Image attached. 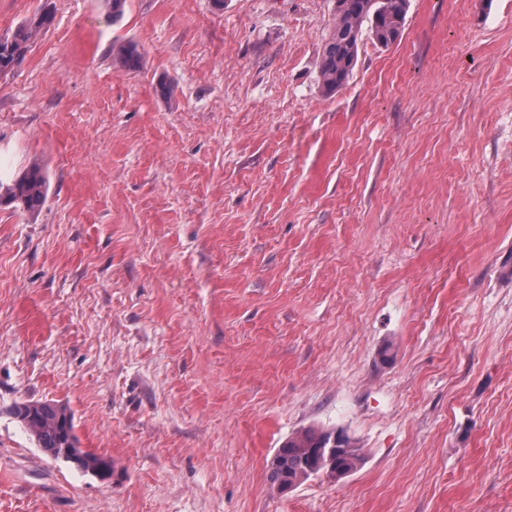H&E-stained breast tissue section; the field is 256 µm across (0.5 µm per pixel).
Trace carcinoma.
I'll list each match as a JSON object with an SVG mask.
<instances>
[{"label":"carcinoma","instance_id":"1","mask_svg":"<svg viewBox=\"0 0 512 512\" xmlns=\"http://www.w3.org/2000/svg\"><path fill=\"white\" fill-rule=\"evenodd\" d=\"M409 0H335L332 23L324 45L318 79L323 91L335 94L349 82L358 61L363 28L381 46L395 43L405 24ZM52 21L46 11L0 37V74L10 71L24 57L31 40ZM112 59L126 69H136L142 55L131 43H112ZM48 178L33 165L11 184L0 183V205H11L30 214L38 211L47 196ZM38 447L57 460L69 461L74 454L92 459L79 467L96 477L93 467L103 461L96 453L80 448L74 415L52 401L43 402L30 423L23 425ZM361 463L355 442L344 432L308 427L291 434L267 462V485L271 492L285 493L313 477H345Z\"/></svg>","mask_w":512,"mask_h":512}]
</instances>
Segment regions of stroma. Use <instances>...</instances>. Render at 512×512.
<instances>
[{
  "mask_svg": "<svg viewBox=\"0 0 512 512\" xmlns=\"http://www.w3.org/2000/svg\"><path fill=\"white\" fill-rule=\"evenodd\" d=\"M44 6L0 74V181L49 178L0 207V512H512V0H409L333 95L334 0H0V36ZM309 426L360 468L270 494ZM52 21V15L46 11L37 18L18 26L7 37H0V74L10 71L24 57L31 40ZM112 59L129 70L139 68L142 63L141 53L131 43L112 42ZM48 178L37 165H32L11 184L0 183V205H12L30 214L38 211L47 196ZM42 403V407L35 414V418L31 419L30 425L23 424L18 419L16 410L18 404L14 407V415L22 424L25 431L35 441L39 448L56 460H63L67 463L74 454H80L87 458L93 459L91 464L88 462L82 466H76L85 475L98 478V471L92 469L100 464L103 457L96 453H89L80 448V440L75 433L74 415L65 406L58 405L52 401L36 402Z\"/></svg>",
  "mask_w": 512,
  "mask_h": 512,
  "instance_id": "stroma-1",
  "label": "stroma"
}]
</instances>
